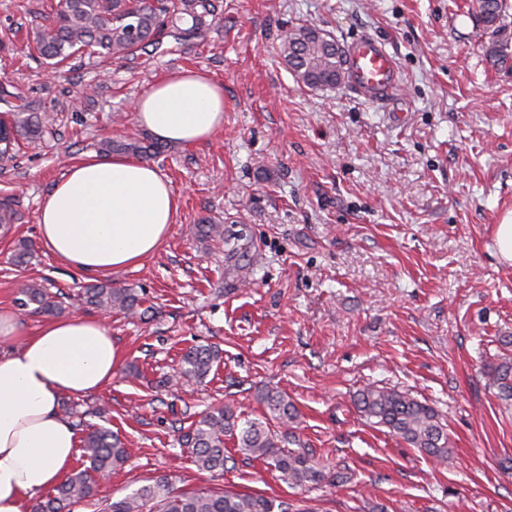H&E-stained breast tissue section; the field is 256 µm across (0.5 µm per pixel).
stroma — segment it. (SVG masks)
I'll use <instances>...</instances> for the list:
<instances>
[{"label":"stroma","mask_w":512,"mask_h":512,"mask_svg":"<svg viewBox=\"0 0 512 512\" xmlns=\"http://www.w3.org/2000/svg\"><path fill=\"white\" fill-rule=\"evenodd\" d=\"M198 34L113 62L72 59L61 77L31 56L28 36L50 0H0V86L54 119L52 135L0 160V200L16 221L0 232V308L21 282L50 280L69 314L104 318L121 360L97 393L64 398L83 424L118 432L127 462L94 473L122 498L158 476L175 488L261 493L301 512H512V402L491 369L512 360V264L495 228L512 213V70L486 59L489 36L472 0H213ZM312 24L343 44L371 34L398 60L386 103L348 86L297 84L284 33ZM181 69L224 87V130L167 145L156 167L180 197L162 248L112 273L136 314L80 301L91 278L42 244L37 212L69 164L100 140L137 132L135 99ZM407 111L406 124L389 121ZM223 239L200 237L201 220ZM32 242L26 264L9 258ZM224 351L203 383L161 386L183 349ZM428 403L448 429L439 464L359 416L367 385ZM275 388L300 411L291 427L328 478L293 489L263 461L233 452L220 475L198 471L183 446L195 416L226 405L259 418ZM347 473L338 483L336 473Z\"/></svg>","instance_id":"1"}]
</instances>
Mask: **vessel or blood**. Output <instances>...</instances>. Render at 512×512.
<instances>
[{"instance_id":"b4317fda","label":"vessel or blood","mask_w":512,"mask_h":512,"mask_svg":"<svg viewBox=\"0 0 512 512\" xmlns=\"http://www.w3.org/2000/svg\"><path fill=\"white\" fill-rule=\"evenodd\" d=\"M348 86L366 100L381 102L400 81V71L387 43L364 35L347 46Z\"/></svg>"}]
</instances>
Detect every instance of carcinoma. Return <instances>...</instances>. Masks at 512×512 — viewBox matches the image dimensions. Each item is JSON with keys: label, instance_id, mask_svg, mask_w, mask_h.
<instances>
[{"label": "carcinoma", "instance_id": "carcinoma-1", "mask_svg": "<svg viewBox=\"0 0 512 512\" xmlns=\"http://www.w3.org/2000/svg\"><path fill=\"white\" fill-rule=\"evenodd\" d=\"M480 21L492 35L484 46L485 55L496 67L512 66L509 53L505 0H476ZM212 0H58L50 5V17L39 25L29 48L37 57L58 69L76 53H89L107 62L123 59L147 47L158 48L164 31L184 40L202 27L213 14ZM190 17L192 26L182 29L178 22ZM281 54L297 82L311 89H335L345 84L346 47L336 38L313 25L287 31ZM19 94L0 89L4 111V144L0 158H8L9 148L19 141L35 143L47 132L48 119L27 104H15ZM103 153L123 151L144 158L160 156L165 145L145 138L129 137L121 142L100 143ZM87 303L105 310L135 313L140 302L130 288H114L110 283H94L84 288ZM23 307L55 315L62 304L40 284H25L19 289ZM222 350L211 345H192L185 349L174 378L176 382H201L220 364ZM500 396L512 400V365L503 362L492 370ZM264 419L242 420L231 408L213 407L198 415L187 434L188 453L198 470H224V437L237 439L242 454L267 461L293 487L309 489L326 478L323 466L303 448L285 449L288 431H276L270 421L284 427L296 421L298 409L280 391L265 390L259 395ZM361 416L388 428L411 448L429 457L448 458V433L437 411L409 394L369 385L354 396ZM85 461L89 466L72 470L55 489L32 505V512H73V508L98 495L90 472L120 467L127 461V450L120 437L106 428H93L83 439ZM102 512H289V507L260 493L177 492L165 475L143 485L132 494L105 504Z\"/></svg>", "mask_w": 512, "mask_h": 512}]
</instances>
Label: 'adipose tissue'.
Segmentation results:
<instances>
[{
	"instance_id": "obj_1",
	"label": "adipose tissue",
	"mask_w": 512,
	"mask_h": 512,
	"mask_svg": "<svg viewBox=\"0 0 512 512\" xmlns=\"http://www.w3.org/2000/svg\"><path fill=\"white\" fill-rule=\"evenodd\" d=\"M135 118L156 138L183 145L224 128V87L185 70L164 78L135 102ZM179 197L152 164L127 156L87 155L70 164L38 209L45 247L91 275L127 268L157 253ZM0 512H31L34 497L60 483L78 438L60 411L65 396L111 383L120 354L104 319L72 315L25 333L0 310Z\"/></svg>"
}]
</instances>
